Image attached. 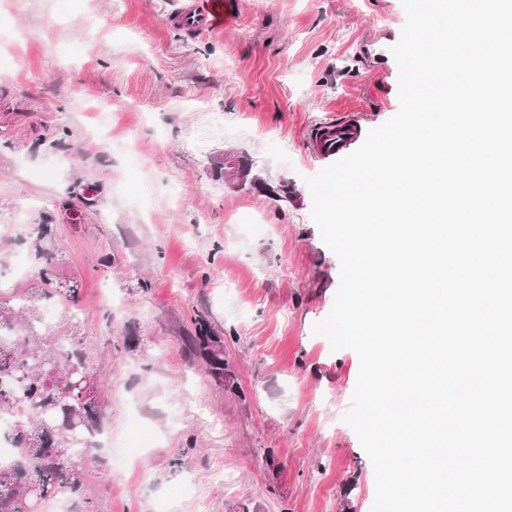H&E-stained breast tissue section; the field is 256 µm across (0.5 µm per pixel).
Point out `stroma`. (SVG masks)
Listing matches in <instances>:
<instances>
[{"label": "stroma", "instance_id": "35a3bbf8", "mask_svg": "<svg viewBox=\"0 0 512 512\" xmlns=\"http://www.w3.org/2000/svg\"><path fill=\"white\" fill-rule=\"evenodd\" d=\"M190 38L179 0H0V301L55 254L62 336L103 383L105 432L155 436L81 464L97 512H371L344 417L359 372L313 326L339 261L310 217L314 126L397 114L401 0H238ZM111 150H103V140ZM253 180L217 178L225 151ZM95 195L85 209L69 196ZM76 320H69L67 310ZM203 316L227 383L189 357ZM132 345H124V337Z\"/></svg>", "mask_w": 512, "mask_h": 512}]
</instances>
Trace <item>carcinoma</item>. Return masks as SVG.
Masks as SVG:
<instances>
[{"label": "carcinoma", "instance_id": "cac0c4a2", "mask_svg": "<svg viewBox=\"0 0 512 512\" xmlns=\"http://www.w3.org/2000/svg\"><path fill=\"white\" fill-rule=\"evenodd\" d=\"M40 281L42 287L18 297L17 304L0 301V327L24 336L23 343L0 341V377L24 371L28 388L18 392L9 385L0 386V416L22 412L25 425L12 424L11 436L18 449L17 460L31 467L40 481L45 500L67 495L71 512H96L94 501L86 493L85 475L73 472L66 459L86 455L89 441L102 432L103 401L101 382L90 375L86 387L70 397L62 394L64 375L71 365H86L80 343L63 348L60 336L50 326L40 325L38 303L52 300L50 288L55 271L54 253L43 249ZM195 334L187 338V351L204 362L207 372L224 380V344L212 334L202 319H194ZM15 471L0 468V512H30L31 501L21 489Z\"/></svg>", "mask_w": 512, "mask_h": 512}]
</instances>
